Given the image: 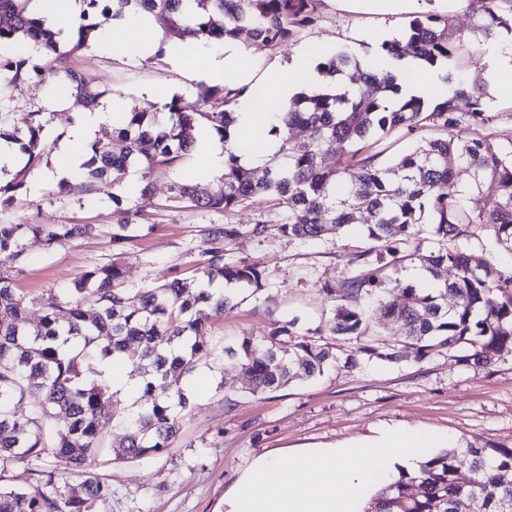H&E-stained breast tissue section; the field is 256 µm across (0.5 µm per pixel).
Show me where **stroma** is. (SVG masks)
Wrapping results in <instances>:
<instances>
[{
    "instance_id": "35a3bbf8",
    "label": "stroma",
    "mask_w": 512,
    "mask_h": 512,
    "mask_svg": "<svg viewBox=\"0 0 512 512\" xmlns=\"http://www.w3.org/2000/svg\"><path fill=\"white\" fill-rule=\"evenodd\" d=\"M373 26V20L322 5L318 23L287 46L274 51L257 46L254 66L260 71L286 62L302 45L312 50L347 45L361 63H369L378 50L377 43L365 38ZM66 66L104 91L100 100L104 106L110 96L122 95L131 107L153 111V104L141 95L145 88H161L192 101L209 95L208 85L160 56H115L105 47L85 45L67 59ZM64 91L51 79L43 84L0 81V130L22 140L26 137L20 121L23 113L40 109L49 120L44 154L26 171L22 189L11 201L0 203V224L98 227L97 236L54 245L27 240L24 260L12 271L15 287L26 296L49 297L112 262L120 263L127 287H152L191 275L195 265L218 247L225 261L258 264L266 286L258 297L245 298L224 315L206 307L199 316L210 325L211 336L260 338L267 336L276 320L296 319L301 332L321 327L330 308L321 291L324 282L347 277L356 268L353 257L359 252L369 251L373 265L405 283L413 271L424 267L420 255L396 262L382 244L371 243L366 237L371 218L366 214L356 224L303 242L279 232L282 209L264 198L227 213L202 212L173 201L171 185L185 180L195 168L190 157L172 168H156L151 193L131 195L141 223L151 225L152 231L133 240L124 254H116L112 196L127 194L140 184V168H130L121 185L104 183L90 195L62 194L56 181H34L37 174L53 170L83 110L82 103L73 99L59 106L57 99ZM257 223L267 227L260 238L250 234ZM215 224L236 225L241 235L231 241L213 240L207 230ZM198 378L195 404L162 456L117 459L110 449L117 433L107 430L106 448L94 457L90 469L110 485L112 495L95 502L91 512H222L225 490L254 455L332 445L384 424L421 425L479 447L512 446L511 350L487 365L462 362L453 349L397 362L365 356L356 368L338 362L313 380L258 396L249 394L247 379L230 365L221 372L202 370Z\"/></svg>"
}]
</instances>
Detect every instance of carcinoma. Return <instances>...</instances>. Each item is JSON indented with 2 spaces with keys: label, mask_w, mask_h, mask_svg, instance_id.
Masks as SVG:
<instances>
[{
  "label": "carcinoma",
  "mask_w": 512,
  "mask_h": 512,
  "mask_svg": "<svg viewBox=\"0 0 512 512\" xmlns=\"http://www.w3.org/2000/svg\"><path fill=\"white\" fill-rule=\"evenodd\" d=\"M30 0H0V75L14 82L43 83L82 46L90 32L124 11L143 8L174 38L204 44L247 34L276 50L300 31L314 26L322 0H82L78 39L60 44ZM476 42L512 33V0H465ZM405 42L382 43L367 70L348 47L318 52L315 70L331 80L330 93L302 94L277 114L269 133L280 138L273 159L247 168L230 152L224 160V191L213 194L198 182L172 187L174 198L203 210L229 212L255 197H269L284 208L280 231L291 239L315 240L334 227L355 224L362 213L373 224L367 237L395 255L411 243L435 245L424 256L430 283L424 287L387 279L369 268L370 252L354 257L360 269L336 285L322 288L331 303L324 325L299 334L294 323H275L260 339L240 336L207 340V326L197 317L203 306L222 315L240 295L255 296L264 287L255 263L224 262L219 249L193 270L153 288H127L113 262L89 272L73 288L45 300L28 299L14 286L12 269L24 255L23 241L49 245L96 232L93 224H0V473L17 463L52 456L55 468L41 472L32 489L0 487V512H89L111 487L91 475V459L103 450L104 432L119 426L123 435L112 446L118 459L138 460L162 454L180 430L194 397L186 385L201 367H238L250 393H275L294 382L308 381L336 362V338L367 335L372 307L402 325L401 336L381 345L362 343L346 354L355 367L360 357L420 360L435 350L460 347L461 360L488 364L512 346V272L495 270L484 258L456 241L474 227L493 232L497 243L512 250V135L508 146L494 151L478 130L499 115L485 110L483 93L465 81L455 65L461 36L449 16L422 12L412 17ZM410 55L442 72L430 98L400 95L388 66ZM69 87L88 105L103 92L92 80L65 70ZM252 94L246 87H212L209 97L190 102L175 94L163 112L133 109L117 117L119 149L93 144L91 156L74 177L72 188L89 193L99 180L122 181L132 166H143L141 193L151 191L155 168L172 167L189 154L194 123L207 124L222 143L230 138L232 112ZM28 135L22 150L27 163L41 157L45 113L23 114ZM435 128L442 136L423 139L393 161L380 160L379 143L396 133L418 137ZM298 131L301 138L293 140ZM336 156L332 168L324 156ZM472 173L479 202L466 204L453 189L456 170ZM115 213L112 246L122 252L137 211L112 194ZM455 271L448 279V269ZM400 296L386 298L387 290ZM453 303H448V300ZM96 310L89 312L88 303ZM40 306L37 325H28L29 309ZM67 309L64 324L56 311ZM134 346L139 361L129 372L138 379L132 403L112 391L104 365L117 352ZM34 400L32 411L18 416L16 404ZM470 469L482 475L465 481L458 452L429 458L417 476H402L382 488L369 512H457L469 502L472 512H512V447L468 445ZM80 473V490H60L63 474Z\"/></svg>",
  "instance_id": "obj_1"
}]
</instances>
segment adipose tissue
<instances>
[{
  "label": "adipose tissue",
  "instance_id": "adipose-tissue-1",
  "mask_svg": "<svg viewBox=\"0 0 512 512\" xmlns=\"http://www.w3.org/2000/svg\"><path fill=\"white\" fill-rule=\"evenodd\" d=\"M329 5L377 20L368 32L383 41L386 19H403L426 9L440 14L459 10L464 0H327ZM131 45L145 54L157 52L198 81L221 82L229 88L249 87L251 94L235 109L233 137L214 141L205 127L194 131L193 151L204 176L224 171V152H239L241 162L258 166L278 152L281 141L271 136L276 114L304 89L321 87L323 79L310 63L306 49L290 62L256 72L251 47L239 38H225L214 49L193 39L164 38L146 13L112 21L113 50ZM449 435L418 426L391 425L372 434L330 447L263 452L242 469L224 493V512H364L377 491L400 475L414 474L436 448L457 447Z\"/></svg>",
  "mask_w": 512,
  "mask_h": 512
}]
</instances>
